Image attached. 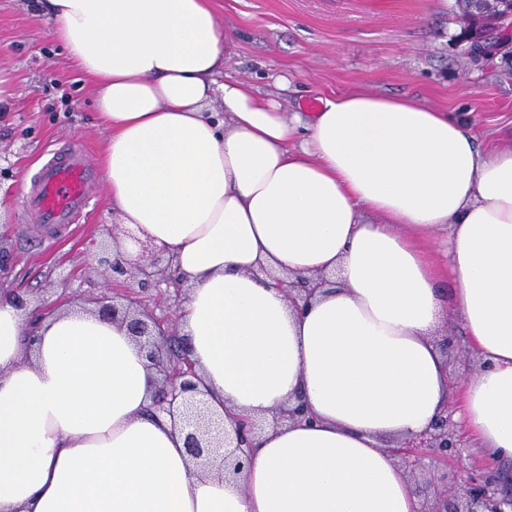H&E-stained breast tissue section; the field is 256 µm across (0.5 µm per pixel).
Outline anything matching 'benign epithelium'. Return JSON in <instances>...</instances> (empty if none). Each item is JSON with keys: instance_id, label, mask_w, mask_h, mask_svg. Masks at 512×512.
Here are the masks:
<instances>
[{"instance_id": "benign-epithelium-1", "label": "benign epithelium", "mask_w": 512, "mask_h": 512, "mask_svg": "<svg viewBox=\"0 0 512 512\" xmlns=\"http://www.w3.org/2000/svg\"><path fill=\"white\" fill-rule=\"evenodd\" d=\"M498 26L483 27L468 34L471 51L486 54L501 44L496 36ZM100 258L104 282L121 281L129 288L126 303L118 304L106 295L89 298L86 304L95 306L103 318L124 324L131 336L145 350L146 357L159 375L155 404L173 421L179 422L185 433L184 445L188 456L203 468L219 464L224 476L240 473L243 457L252 448L249 436L258 424L249 418H237L233 426H224V418L206 409L200 398V376L189 358L178 334L179 310L185 299L183 278L171 272L172 259L148 245L142 246L141 260L129 262L120 249L105 244ZM334 282L323 274L296 275L289 280L275 279V286L288 297L292 307L304 310L316 291ZM438 344L445 356L458 367L449 373L450 384H460L464 374L481 364V359L455 355L456 341L444 334ZM306 416L299 401L276 412L275 420L295 423ZM463 437L458 432L452 414L438 417L430 428L401 443L391 452L400 459L411 480L424 460L433 467V477L448 478V459L456 457ZM502 476L489 471L481 477L469 476L454 485H445L433 499L422 502L419 512H512V488L501 482Z\"/></svg>"}]
</instances>
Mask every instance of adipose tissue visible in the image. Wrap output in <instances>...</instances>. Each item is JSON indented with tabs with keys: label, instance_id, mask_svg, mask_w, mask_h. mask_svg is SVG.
<instances>
[{
	"label": "adipose tissue",
	"instance_id": "adipose-tissue-1",
	"mask_svg": "<svg viewBox=\"0 0 512 512\" xmlns=\"http://www.w3.org/2000/svg\"><path fill=\"white\" fill-rule=\"evenodd\" d=\"M43 7L94 89L121 251L174 255L207 406L267 425L235 481L201 474L153 413L126 327L34 322L0 295V512H417L385 446L448 403L433 338L448 310L485 362L460 384L459 426L512 457V147L481 152L458 117L401 96L287 115L225 75L214 0ZM274 271L339 281L299 314ZM298 399L313 422L277 424Z\"/></svg>",
	"mask_w": 512,
	"mask_h": 512
}]
</instances>
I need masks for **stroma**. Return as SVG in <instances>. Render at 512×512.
<instances>
[{"mask_svg":"<svg viewBox=\"0 0 512 512\" xmlns=\"http://www.w3.org/2000/svg\"><path fill=\"white\" fill-rule=\"evenodd\" d=\"M215 9L231 35L225 73L278 94L285 112L310 114L324 99L359 91L404 96L457 113L481 148L512 144V23L482 56L465 38L472 19L460 0H215ZM0 94V147L14 174L12 193L0 196V248L9 255L0 289L83 305L104 292L108 195L99 192L68 234L38 246L26 231V175L56 146L87 148L99 164L106 135L92 86L49 36L37 0H0Z\"/></svg>","mask_w":512,"mask_h":512,"instance_id":"35a3bbf8","label":"stroma"}]
</instances>
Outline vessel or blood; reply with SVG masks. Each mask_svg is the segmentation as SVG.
<instances>
[{"label":"vessel or blood","instance_id":"1","mask_svg":"<svg viewBox=\"0 0 512 512\" xmlns=\"http://www.w3.org/2000/svg\"><path fill=\"white\" fill-rule=\"evenodd\" d=\"M100 184L85 151L56 150L32 172L24 206L31 223L59 226L75 223Z\"/></svg>","mask_w":512,"mask_h":512}]
</instances>
